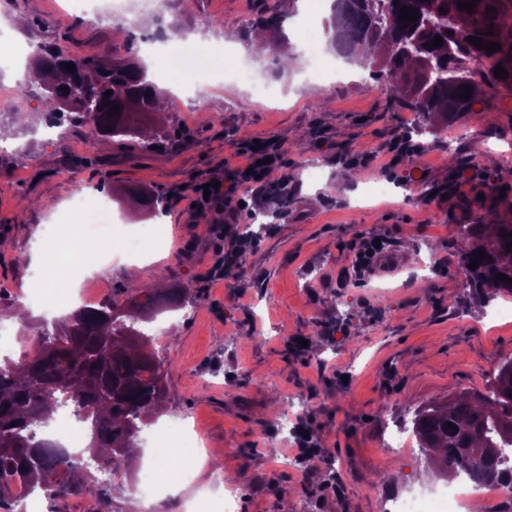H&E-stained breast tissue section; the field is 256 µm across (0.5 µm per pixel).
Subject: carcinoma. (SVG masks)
Instances as JSON below:
<instances>
[{
  "instance_id": "obj_1",
  "label": "carcinoma",
  "mask_w": 512,
  "mask_h": 512,
  "mask_svg": "<svg viewBox=\"0 0 512 512\" xmlns=\"http://www.w3.org/2000/svg\"><path fill=\"white\" fill-rule=\"evenodd\" d=\"M396 2L381 21L371 0H334L327 24L331 49L369 70L371 78L386 80L391 99L425 121L438 116L446 123L477 112L476 105L486 101L474 92L466 100L460 94L466 86L503 82L492 72L475 74L474 66L485 59L498 65L512 57V0H477L471 13L459 9V0ZM403 6L419 10L416 21H400ZM489 7L495 11L487 12ZM425 17L433 20L432 26L423 23ZM286 20L264 9L247 28L270 31L285 47ZM437 36L443 45L428 49L426 43ZM469 37L498 42L501 49L480 50ZM400 44L410 51H400ZM66 63L75 72L66 70ZM33 67L36 77L57 91L42 97L50 123L88 126L98 140L144 150L167 138V128L149 129L139 120L157 111L160 93L134 59L106 66L83 55L45 49L36 54ZM75 89L92 100V111L69 99ZM108 90L112 94L106 97ZM504 231H512V224L463 225V237L470 242L461 253L467 287L512 291V281L497 280L499 273L512 278V239L502 236ZM479 250L484 252L481 260L475 255ZM474 260L480 261L475 268ZM192 302L186 288L141 286L123 304L106 300L81 307L51 327H36L39 357L0 363V500L17 483L54 498L79 495L95 478L78 457L38 438L36 427L50 422L63 400L88 424L85 451L99 469L117 473L130 466L141 432L168 397L164 361L144 325ZM412 432L419 448L437 453V476L512 487V353L502 359L486 392L418 408Z\"/></svg>"
}]
</instances>
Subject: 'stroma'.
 I'll list each match as a JSON object with an SVG mask.
<instances>
[{
  "label": "stroma",
  "mask_w": 512,
  "mask_h": 512,
  "mask_svg": "<svg viewBox=\"0 0 512 512\" xmlns=\"http://www.w3.org/2000/svg\"><path fill=\"white\" fill-rule=\"evenodd\" d=\"M9 3L0 28L16 41L63 51L78 42L94 58L127 54L114 23L61 15L62 0ZM264 6L171 0L169 12L139 17L133 35L160 31L173 47L185 33L204 47L237 30L238 53L273 91L257 104L228 79L209 93L203 112L169 106L154 116L175 131L162 149L103 148L82 131L49 144L20 130L12 112H0V142L13 147L0 155V310L21 306L28 323L45 319L35 296L51 282L52 260L44 258L38 277L28 268L43 225H56L59 239H80V226L63 221L77 193L105 199L122 232L158 225L149 278L192 289L196 301L157 319L166 335L154 347L169 395L155 428L195 427L206 447L223 449L240 478L238 512H383L385 500L448 484L424 453L392 447V436L411 431L420 406L485 390L512 354V293L486 299L465 288L458 232L462 224H512V213L487 197L481 176L488 157L512 146V87L492 89L494 123L463 115L422 128L366 70L315 75L293 21L285 30L295 60L284 63L280 51L251 57V45L269 35L244 23ZM207 113L219 122L203 124ZM404 137L421 155L412 172L396 159ZM256 143L277 148L274 178L263 190L227 189L244 202L239 221L251 224L252 238L226 233L212 212L186 200L167 203L162 225L145 211L130 214L137 194L167 198L199 174L246 163ZM453 151L457 172L450 169ZM312 159L322 166L315 181L305 169ZM378 178L388 180L389 195H363ZM112 230L100 227L98 248L87 256L107 285L105 298L121 301L130 280ZM375 235L393 241L403 265L390 275L353 274L361 240ZM232 246L241 251L237 262L209 277L219 249ZM423 258L431 261L424 272ZM297 398L302 405L280 432V415ZM286 456L294 468L278 469ZM145 468L137 460L119 482L89 483L84 497L106 512H141L133 484Z\"/></svg>",
  "instance_id": "35a3bbf8"
}]
</instances>
